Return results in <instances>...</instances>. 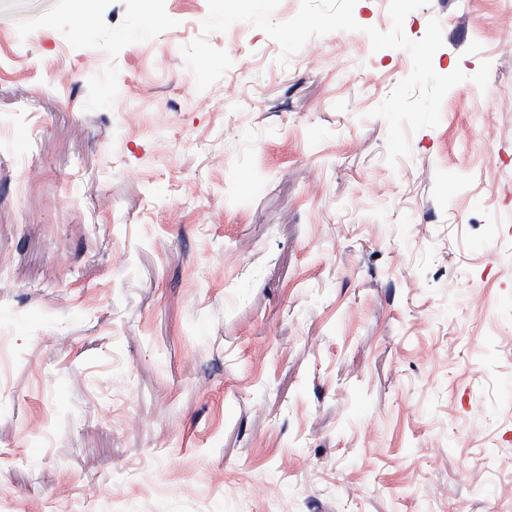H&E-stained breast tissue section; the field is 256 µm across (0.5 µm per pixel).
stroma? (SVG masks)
<instances>
[{
	"label": "stroma",
	"mask_w": 512,
	"mask_h": 512,
	"mask_svg": "<svg viewBox=\"0 0 512 512\" xmlns=\"http://www.w3.org/2000/svg\"><path fill=\"white\" fill-rule=\"evenodd\" d=\"M389 3L201 91L207 0H0V512H512V11L392 167Z\"/></svg>",
	"instance_id": "stroma-1"
}]
</instances>
